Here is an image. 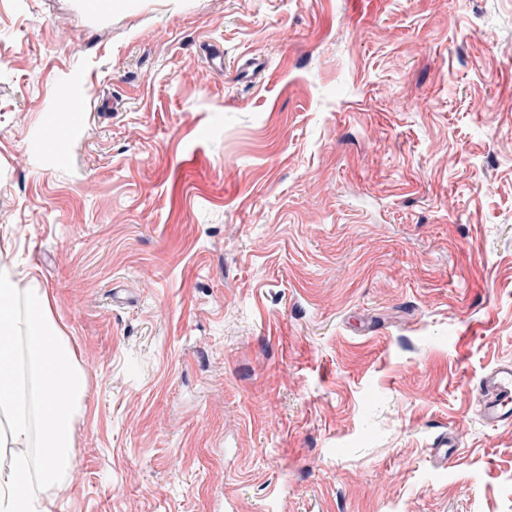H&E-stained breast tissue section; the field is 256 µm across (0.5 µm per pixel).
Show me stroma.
<instances>
[{
  "label": "stroma",
  "mask_w": 512,
  "mask_h": 512,
  "mask_svg": "<svg viewBox=\"0 0 512 512\" xmlns=\"http://www.w3.org/2000/svg\"><path fill=\"white\" fill-rule=\"evenodd\" d=\"M1 265L87 377L51 512H512V0H0ZM477 406L487 425L512 424V363L499 364L480 379Z\"/></svg>",
  "instance_id": "stroma-1"
}]
</instances>
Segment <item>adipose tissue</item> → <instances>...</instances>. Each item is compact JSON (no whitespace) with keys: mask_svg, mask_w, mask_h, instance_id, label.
Listing matches in <instances>:
<instances>
[{"mask_svg":"<svg viewBox=\"0 0 512 512\" xmlns=\"http://www.w3.org/2000/svg\"><path fill=\"white\" fill-rule=\"evenodd\" d=\"M87 386L70 342L50 314L40 288L19 293L12 272L0 268V431L4 448H36V482L0 472V512H49L74 457L73 421Z\"/></svg>","mask_w":512,"mask_h":512,"instance_id":"ef3b65f1","label":"adipose tissue"}]
</instances>
